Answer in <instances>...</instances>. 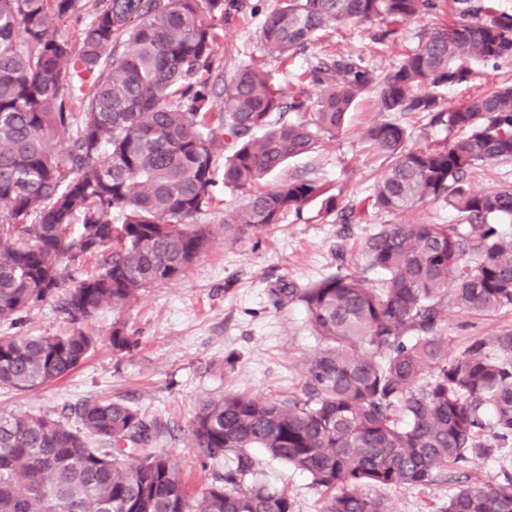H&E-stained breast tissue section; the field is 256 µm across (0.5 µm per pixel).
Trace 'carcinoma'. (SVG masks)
Here are the masks:
<instances>
[{"label":"carcinoma","mask_w":512,"mask_h":512,"mask_svg":"<svg viewBox=\"0 0 512 512\" xmlns=\"http://www.w3.org/2000/svg\"><path fill=\"white\" fill-rule=\"evenodd\" d=\"M88 0H0V321L60 297L73 325L62 335L0 336V386L42 387L95 345L82 329L106 306L123 309L151 287L181 279L209 246L193 219L218 184L246 195L224 232L255 235L322 198L313 180L259 183L339 134L358 98L381 112L424 114L463 136L407 145L405 127L377 123L367 145L388 159L368 200L396 216L362 245L381 275L333 273L304 287L269 289L274 305L303 307L322 348L284 401L224 394L203 402L190 447L213 469L186 489L156 445L159 421L123 400L87 401L78 425L47 415L0 416V512H295L268 487L259 448L312 477L324 512H388L367 486L458 487L443 512H512V478L484 483L476 461L512 447V328L453 348L440 335L450 308L512 310V185L477 191L471 174L512 161V86L439 109L437 89L470 80L471 64L512 60V13L491 0L470 20L424 30L385 76L364 58L325 53L283 86L262 62L211 79L224 21L247 0H96L73 42L58 23ZM434 0H279L259 39L282 61L327 30L377 19L400 24ZM95 77L89 96L76 82ZM224 160L218 164V160ZM439 202L455 224L409 215ZM97 268L81 271L88 258ZM112 351L138 344L120 322Z\"/></svg>","instance_id":"obj_1"}]
</instances>
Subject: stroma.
Here are the masks:
<instances>
[{"instance_id": "stroma-1", "label": "stroma", "mask_w": 512, "mask_h": 512, "mask_svg": "<svg viewBox=\"0 0 512 512\" xmlns=\"http://www.w3.org/2000/svg\"><path fill=\"white\" fill-rule=\"evenodd\" d=\"M249 2L250 10L224 23L217 72L229 76L261 59L269 70L291 80L314 57L329 51L363 57L383 75L415 46L422 29L451 18L448 0H436V9L399 25L394 34H386V25L379 20L333 31L304 54L283 62L265 55L259 40V30L277 0ZM472 70L467 84L440 90L441 110L456 108L492 84H512V62L496 68L476 63ZM382 122L406 127L413 145L441 144L448 137L444 126L430 124L420 115L379 111L373 95H365L353 106L339 135L291 159L283 170L284 175L324 185L339 205L355 207L354 223H334L314 200L300 214H286L280 224L236 239L225 235L224 221L243 197L228 188L218 191L212 206L195 218L196 223L210 225L213 242L185 276L150 288L143 299L124 309L104 307L86 325L97 342L85 361L35 391L0 388V415L57 417L87 400H124L168 427L158 451L176 459L189 490L200 489L212 472L201 468L195 449L190 448L188 425L201 403L226 392L279 400L300 395L304 366L320 346L301 305L274 307L269 288L284 281L303 286L338 269L360 276L368 285L376 283V273L365 266L362 244L393 217L367 202L369 189L387 161L369 149L363 134L368 126ZM117 322L139 340L125 357L115 355L109 341ZM507 327L512 328V311L484 316L453 308L442 333L460 348L472 337ZM261 471L271 486L287 491L295 512H322L325 498L310 475L267 457L261 460ZM376 494L393 512H441L448 486L387 487Z\"/></svg>"}]
</instances>
